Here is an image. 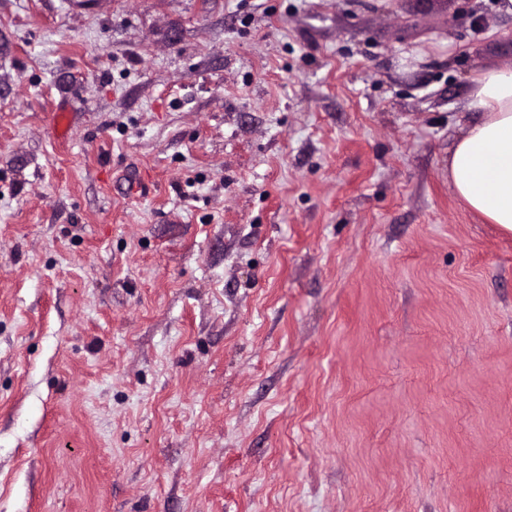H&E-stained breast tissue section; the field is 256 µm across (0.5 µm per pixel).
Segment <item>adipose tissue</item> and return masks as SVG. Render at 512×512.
<instances>
[{
	"label": "adipose tissue",
	"instance_id": "ef3b65f1",
	"mask_svg": "<svg viewBox=\"0 0 512 512\" xmlns=\"http://www.w3.org/2000/svg\"><path fill=\"white\" fill-rule=\"evenodd\" d=\"M471 82L473 116L448 154V179L468 210L512 235V66Z\"/></svg>",
	"mask_w": 512,
	"mask_h": 512
}]
</instances>
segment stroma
<instances>
[{
  "label": "stroma",
  "mask_w": 512,
  "mask_h": 512,
  "mask_svg": "<svg viewBox=\"0 0 512 512\" xmlns=\"http://www.w3.org/2000/svg\"><path fill=\"white\" fill-rule=\"evenodd\" d=\"M503 2L0 0V512H512ZM475 115L448 153V180L459 200L512 235V66H491L471 79Z\"/></svg>",
  "instance_id": "stroma-1"
}]
</instances>
